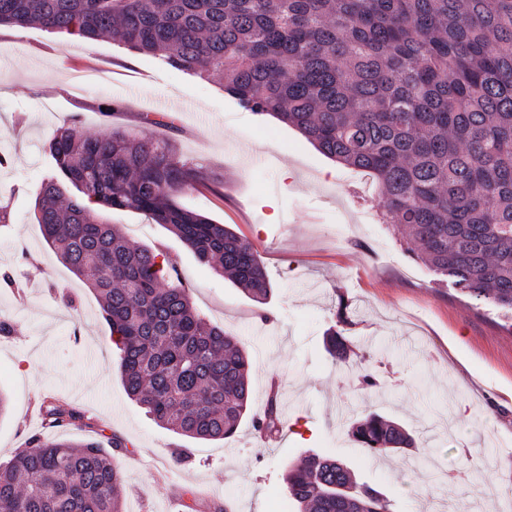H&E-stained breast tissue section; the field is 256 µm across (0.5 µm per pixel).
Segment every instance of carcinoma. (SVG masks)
<instances>
[{"instance_id": "cac0c4a2", "label": "carcinoma", "mask_w": 512, "mask_h": 512, "mask_svg": "<svg viewBox=\"0 0 512 512\" xmlns=\"http://www.w3.org/2000/svg\"><path fill=\"white\" fill-rule=\"evenodd\" d=\"M0 25L117 44L223 80L242 107L295 128L325 156L377 181L384 223L413 258L512 312V0H0ZM55 171L35 191L48 246L95 292L131 400L178 435L219 441L251 416L281 428V394L250 413L251 363L197 313L167 254L129 243L101 210L164 225L254 301L272 294L253 242L177 198L205 179L164 140L112 127L54 133ZM326 347L348 359L343 331ZM52 424L80 415L43 404ZM354 440L381 457L417 437L370 414ZM94 440L33 436L0 463V512H123L116 455ZM298 512H390L336 456L306 455L285 477Z\"/></svg>"}]
</instances>
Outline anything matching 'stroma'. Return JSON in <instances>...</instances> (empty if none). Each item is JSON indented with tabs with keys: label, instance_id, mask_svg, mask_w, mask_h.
Masks as SVG:
<instances>
[{
	"label": "stroma",
	"instance_id": "35a3bbf8",
	"mask_svg": "<svg viewBox=\"0 0 512 512\" xmlns=\"http://www.w3.org/2000/svg\"><path fill=\"white\" fill-rule=\"evenodd\" d=\"M81 72L91 85L78 83ZM75 120L88 134L119 126L173 140L207 176L180 203L255 244L273 288L263 305L148 216L105 214L132 244L169 254L202 317L242 338L252 409L279 387L288 425L271 439L246 420L222 441L188 439L127 396L95 294L57 259L34 216L51 167L47 140ZM0 154L9 158L0 203L10 211L0 271L23 285L0 288V320L11 326L0 336V462L42 432L40 407L53 395L83 416L55 428L56 438L95 431L125 444L124 512H209L215 500L235 512H295L284 476L311 449L331 451L357 481L377 486L392 512H421L430 500L512 512V314L417 263L382 222L370 175L242 108L219 76L173 69L107 38L65 42L13 26L0 27ZM341 309L352 321L346 366L324 347ZM367 371L382 387L361 388ZM371 413L416 430L430 462L363 452L349 424ZM456 470L472 471L473 482L449 487Z\"/></svg>",
	"mask_w": 512,
	"mask_h": 512
}]
</instances>
